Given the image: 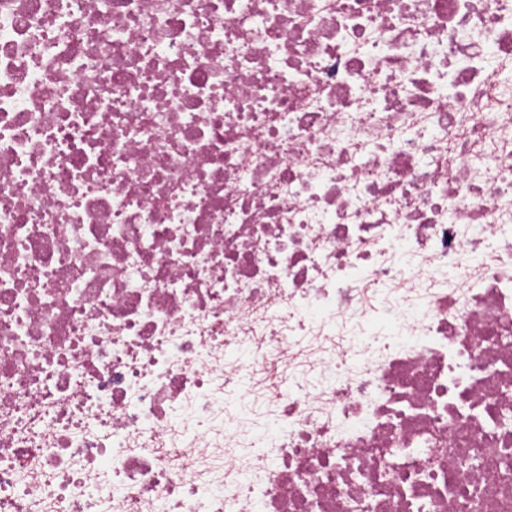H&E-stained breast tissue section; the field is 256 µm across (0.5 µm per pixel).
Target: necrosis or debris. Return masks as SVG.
I'll list each match as a JSON object with an SVG mask.
<instances>
[{"label": "necrosis or debris", "mask_w": 512, "mask_h": 512, "mask_svg": "<svg viewBox=\"0 0 512 512\" xmlns=\"http://www.w3.org/2000/svg\"><path fill=\"white\" fill-rule=\"evenodd\" d=\"M0 512H512V0H0Z\"/></svg>", "instance_id": "1"}]
</instances>
